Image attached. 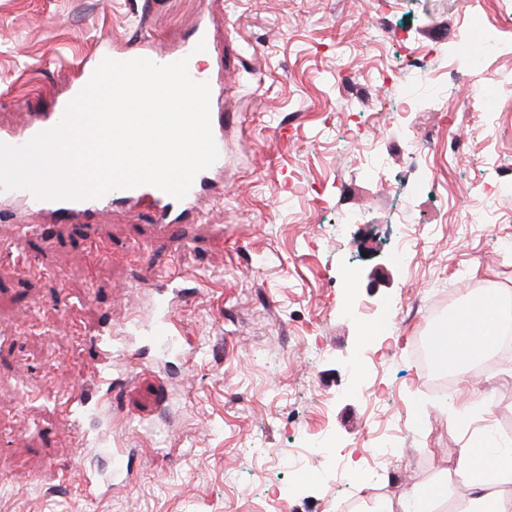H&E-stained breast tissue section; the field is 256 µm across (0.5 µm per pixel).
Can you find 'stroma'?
<instances>
[{
    "label": "stroma",
    "mask_w": 512,
    "mask_h": 512,
    "mask_svg": "<svg viewBox=\"0 0 512 512\" xmlns=\"http://www.w3.org/2000/svg\"><path fill=\"white\" fill-rule=\"evenodd\" d=\"M464 12L472 42L492 20L512 38L499 0H0L1 126L55 111L99 42L176 50L203 26L222 51L229 151L181 248L129 207L31 241L27 266L0 258V512H375L433 483L434 512H462L455 398L431 391L416 342L477 288L512 292V188L475 197L512 185V89L484 126L454 111L487 71H512V51L452 66ZM386 74L425 111L395 133L396 92L365 93ZM352 211L365 223H343ZM93 242L110 254L94 266ZM172 272L189 347L162 356L138 342L154 319L143 286ZM105 326L122 355L108 388L87 371ZM473 372L512 444V351ZM360 373L387 399L370 404ZM73 386L111 398L75 431L59 409ZM376 424L406 428L378 465L362 439ZM311 428L339 462L331 476L320 458L282 459ZM103 443L130 450V480L111 481ZM63 462L101 475L96 498Z\"/></svg>",
    "instance_id": "stroma-1"
}]
</instances>
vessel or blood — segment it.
Instances as JSON below:
<instances>
[{"mask_svg": "<svg viewBox=\"0 0 512 512\" xmlns=\"http://www.w3.org/2000/svg\"><path fill=\"white\" fill-rule=\"evenodd\" d=\"M205 41L206 49L203 59L218 58L219 51L214 41L208 40L205 30H198L194 40L188 41L180 55L192 54L197 41ZM177 55V56H180ZM177 56L158 51L148 39L140 38L128 41L116 47L100 45L96 52L86 58L82 63L85 77H92L96 68L104 59L111 58L118 61H127L135 58H146L155 63L164 65L175 62ZM63 118L59 112H31L28 113L21 133L14 134L0 130V142L19 146L27 143L37 134L58 125ZM224 167L223 160H216L212 168L200 172L194 179L191 189L184 199L178 200L162 190L151 185H140L129 189H114L98 198L88 199H42L31 190L15 189L6 191V198L20 201L29 205L38 206L50 211L57 224L69 223L72 217L80 216L85 219H94L108 207L142 206L150 210L154 223L159 231L171 232L175 225L180 224L184 216L191 211L199 198L208 190L210 179L214 172ZM175 299L169 294L154 291L152 307L156 315L154 323L147 328L143 338L145 346L166 356L183 350L184 343L173 330L172 311ZM89 403L81 390H73L68 394L63 421L68 427H76L78 421L88 412Z\"/></svg>", "mask_w": 512, "mask_h": 512, "instance_id": "vessel-or-blood-1", "label": "vessel or blood"}]
</instances>
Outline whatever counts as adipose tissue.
Instances as JSON below:
<instances>
[{
  "instance_id": "adipose-tissue-1",
  "label": "adipose tissue",
  "mask_w": 512,
  "mask_h": 512,
  "mask_svg": "<svg viewBox=\"0 0 512 512\" xmlns=\"http://www.w3.org/2000/svg\"><path fill=\"white\" fill-rule=\"evenodd\" d=\"M512 321L499 297L473 302L462 315L449 319L440 337L454 361H477L499 343L502 326ZM457 476L471 494L463 512H506L499 491L512 486V451L491 452L482 437L463 448L457 461Z\"/></svg>"
}]
</instances>
